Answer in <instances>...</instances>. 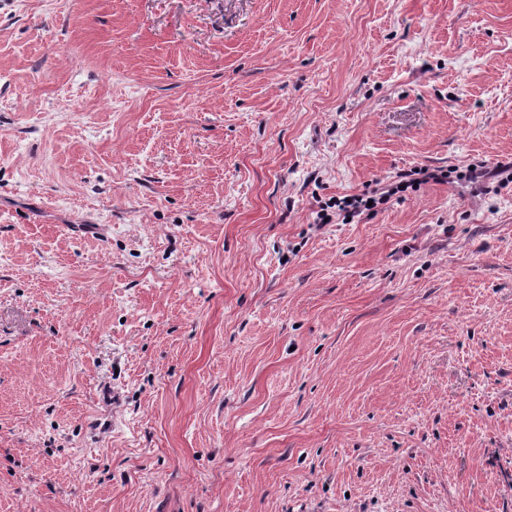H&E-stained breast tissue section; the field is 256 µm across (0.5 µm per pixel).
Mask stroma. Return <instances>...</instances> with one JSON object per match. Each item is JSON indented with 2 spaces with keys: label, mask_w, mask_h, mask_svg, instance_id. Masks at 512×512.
<instances>
[{
  "label": "stroma",
  "mask_w": 512,
  "mask_h": 512,
  "mask_svg": "<svg viewBox=\"0 0 512 512\" xmlns=\"http://www.w3.org/2000/svg\"><path fill=\"white\" fill-rule=\"evenodd\" d=\"M509 160L512 0H0V512H512V183L314 224ZM436 172H430L428 170L419 169V172L410 170L409 172L403 173L399 177L401 180L395 185H389L385 187H378L376 184L375 188L368 190L363 194L345 195L342 198H337L324 203L325 205L320 206L319 210L316 211V217L314 224H332L335 220L341 218L342 221H354L355 218H360L363 214H369L374 208L385 201L387 198L404 191L411 187L415 179H412L413 175H422V180H433V181H446L451 176L448 175V171L437 170ZM368 202H372V206H367Z\"/></svg>",
  "instance_id": "35a3bbf8"
}]
</instances>
